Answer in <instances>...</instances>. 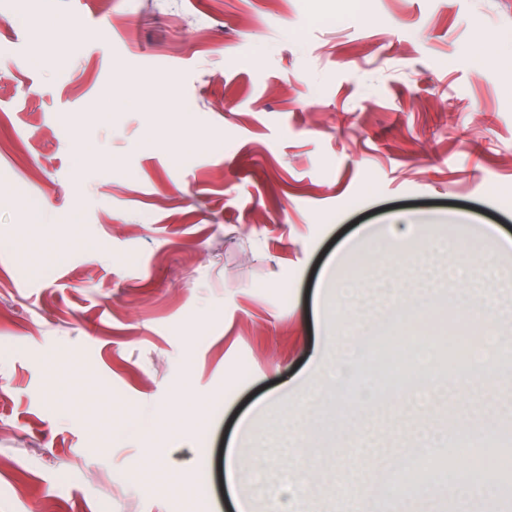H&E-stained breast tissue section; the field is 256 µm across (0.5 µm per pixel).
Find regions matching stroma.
<instances>
[{
	"instance_id": "stroma-1",
	"label": "stroma",
	"mask_w": 512,
	"mask_h": 512,
	"mask_svg": "<svg viewBox=\"0 0 512 512\" xmlns=\"http://www.w3.org/2000/svg\"><path fill=\"white\" fill-rule=\"evenodd\" d=\"M18 1L0 0V512H184L142 477L149 448L196 512H234L231 446L252 512H287L311 471L308 512H365V484L391 512L395 484L467 466L449 391L423 413L375 396L337 447L332 373L349 331L373 351L424 290L452 329L461 289H493L512 337V253L487 233H512V68L474 39L512 47V0ZM72 18L73 45L54 28ZM456 217L476 265L441 245ZM350 272L363 289L337 304Z\"/></svg>"
}]
</instances>
